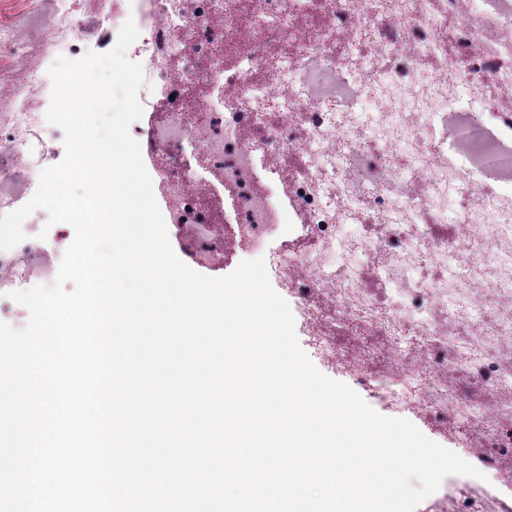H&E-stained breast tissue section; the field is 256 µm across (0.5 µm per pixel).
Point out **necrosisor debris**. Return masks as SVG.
<instances>
[{"label":"necrosis or debris","instance_id":"1","mask_svg":"<svg viewBox=\"0 0 512 512\" xmlns=\"http://www.w3.org/2000/svg\"><path fill=\"white\" fill-rule=\"evenodd\" d=\"M0 0V215L35 195L65 134L47 119L50 68L139 37L141 147L166 222L192 227L186 259L220 265L235 240L303 302L312 338L361 388L397 381L445 431L480 440L483 470L512 472V0ZM281 176L269 184L258 163ZM468 202L448 214V189ZM232 199L223 221L215 199ZM377 219L346 243L380 260L378 285L336 264L349 211ZM294 213L311 251L271 242ZM34 209L0 250V322L11 292L52 285L67 248ZM452 223V233L436 225ZM223 233H216V224ZM459 272L448 277L449 260ZM483 282L473 294V282ZM348 331L336 348L330 325Z\"/></svg>","mask_w":512,"mask_h":512}]
</instances>
